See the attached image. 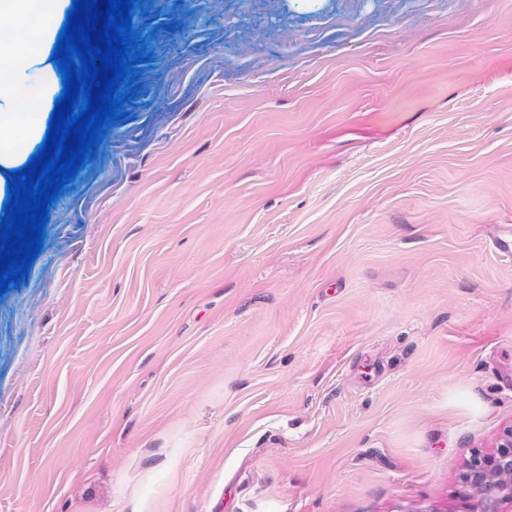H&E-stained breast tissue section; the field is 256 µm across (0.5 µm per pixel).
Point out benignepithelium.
Masks as SVG:
<instances>
[{"label": "benign epithelium", "instance_id": "7a95c632", "mask_svg": "<svg viewBox=\"0 0 512 512\" xmlns=\"http://www.w3.org/2000/svg\"><path fill=\"white\" fill-rule=\"evenodd\" d=\"M457 496L468 512H512V424L499 433L491 453L472 456Z\"/></svg>", "mask_w": 512, "mask_h": 512}]
</instances>
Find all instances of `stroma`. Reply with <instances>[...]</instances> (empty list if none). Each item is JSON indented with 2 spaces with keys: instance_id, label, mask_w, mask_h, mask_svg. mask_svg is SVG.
<instances>
[{
  "instance_id": "obj_1",
  "label": "stroma",
  "mask_w": 512,
  "mask_h": 512,
  "mask_svg": "<svg viewBox=\"0 0 512 512\" xmlns=\"http://www.w3.org/2000/svg\"><path fill=\"white\" fill-rule=\"evenodd\" d=\"M151 61L0 296V512H458L512 425V0H142Z\"/></svg>"
}]
</instances>
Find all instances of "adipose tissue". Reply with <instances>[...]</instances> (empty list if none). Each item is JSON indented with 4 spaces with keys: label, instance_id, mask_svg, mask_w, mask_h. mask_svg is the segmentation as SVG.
<instances>
[{
    "label": "adipose tissue",
    "instance_id": "adipose-tissue-1",
    "mask_svg": "<svg viewBox=\"0 0 512 512\" xmlns=\"http://www.w3.org/2000/svg\"><path fill=\"white\" fill-rule=\"evenodd\" d=\"M71 0H0V202L42 142L62 79L50 60Z\"/></svg>",
    "mask_w": 512,
    "mask_h": 512
}]
</instances>
